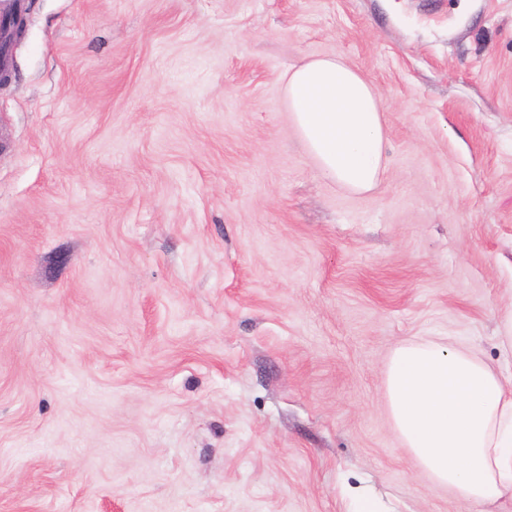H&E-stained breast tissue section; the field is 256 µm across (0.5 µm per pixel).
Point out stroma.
I'll use <instances>...</instances> for the list:
<instances>
[{
    "instance_id": "1",
    "label": "stroma",
    "mask_w": 512,
    "mask_h": 512,
    "mask_svg": "<svg viewBox=\"0 0 512 512\" xmlns=\"http://www.w3.org/2000/svg\"><path fill=\"white\" fill-rule=\"evenodd\" d=\"M374 88L375 191L283 75ZM0 88V512H512L436 483L384 370L504 375L512 0H33ZM284 79L292 123L322 176L358 193L375 189L386 138L370 84L334 57L313 58Z\"/></svg>"
}]
</instances>
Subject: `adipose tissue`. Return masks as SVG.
I'll return each mask as SVG.
<instances>
[{
	"label": "adipose tissue",
	"mask_w": 512,
	"mask_h": 512,
	"mask_svg": "<svg viewBox=\"0 0 512 512\" xmlns=\"http://www.w3.org/2000/svg\"><path fill=\"white\" fill-rule=\"evenodd\" d=\"M284 79L292 123L322 176L375 189L386 138L370 84L334 57ZM383 387L403 446L437 483L483 504L512 497V377L463 346L408 343L392 352Z\"/></svg>",
	"instance_id": "1"
}]
</instances>
